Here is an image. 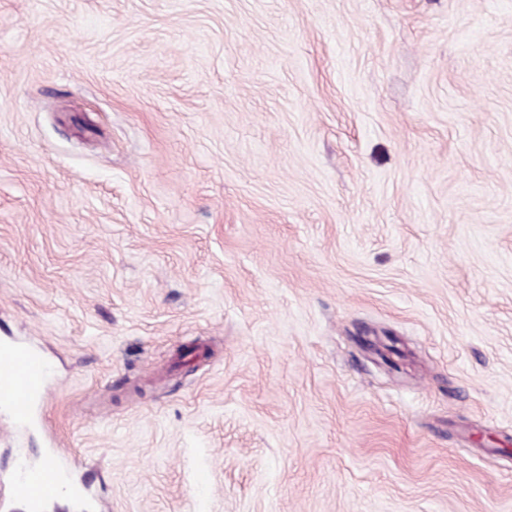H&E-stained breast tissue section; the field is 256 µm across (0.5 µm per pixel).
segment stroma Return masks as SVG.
Segmentation results:
<instances>
[{"instance_id": "obj_1", "label": "stroma", "mask_w": 512, "mask_h": 512, "mask_svg": "<svg viewBox=\"0 0 512 512\" xmlns=\"http://www.w3.org/2000/svg\"><path fill=\"white\" fill-rule=\"evenodd\" d=\"M3 336L0 477L512 512V0H0ZM51 370L35 349L14 342H1L0 409L14 424L30 425L38 403L50 394Z\"/></svg>"}]
</instances>
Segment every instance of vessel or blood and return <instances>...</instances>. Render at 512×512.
I'll use <instances>...</instances> for the list:
<instances>
[{
    "mask_svg": "<svg viewBox=\"0 0 512 512\" xmlns=\"http://www.w3.org/2000/svg\"><path fill=\"white\" fill-rule=\"evenodd\" d=\"M51 370L35 349L5 342L0 344V409L13 423L27 426L33 421L38 403L50 393ZM60 487L53 473L30 467L14 476L11 494L25 512H43L48 500L59 496Z\"/></svg>",
    "mask_w": 512,
    "mask_h": 512,
    "instance_id": "1",
    "label": "vessel or blood"
}]
</instances>
